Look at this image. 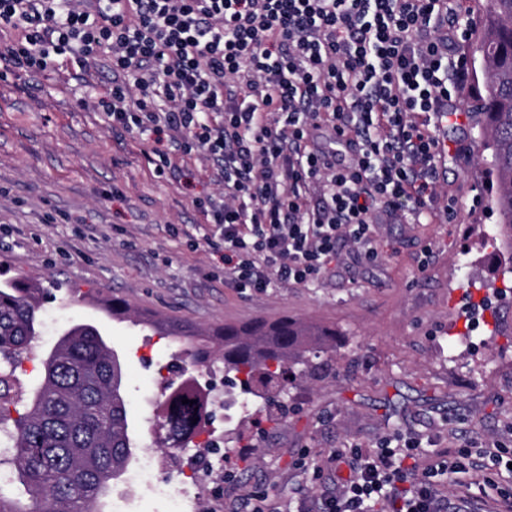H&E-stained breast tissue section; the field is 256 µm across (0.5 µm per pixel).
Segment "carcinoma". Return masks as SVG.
Wrapping results in <instances>:
<instances>
[{"label": "carcinoma", "instance_id": "carcinoma-1", "mask_svg": "<svg viewBox=\"0 0 512 512\" xmlns=\"http://www.w3.org/2000/svg\"><path fill=\"white\" fill-rule=\"evenodd\" d=\"M474 52L481 57L486 95L475 121L490 150L485 172L497 190L491 208L499 224L490 238L512 239V0H486L483 35ZM63 283L13 278L0 282V512H103L112 483L134 456L130 413L123 395L122 369L114 349L94 325L65 329L41 362L40 384L24 400L15 394V371L39 335L38 314L50 289ZM112 316L137 324L144 314L112 298ZM169 336L189 339L182 363L224 362L234 389L251 392L259 382L288 393L304 367L315 372L319 358L336 353V329L286 318L272 322L226 323L207 331L169 317L151 322ZM195 401L184 404L182 399ZM208 405L197 386L181 383L165 397L150 421L151 447L173 453L190 443Z\"/></svg>", "mask_w": 512, "mask_h": 512}]
</instances>
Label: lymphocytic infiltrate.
Returning <instances> with one entry per match:
<instances>
[{
	"mask_svg": "<svg viewBox=\"0 0 512 512\" xmlns=\"http://www.w3.org/2000/svg\"><path fill=\"white\" fill-rule=\"evenodd\" d=\"M0 70L67 69L111 128L203 152L224 191L195 198L224 281L306 285L350 242L375 256L381 217L448 213L438 190L442 106L470 83L471 29L449 0H0ZM349 152L336 159L337 147ZM475 512L416 477L389 442L356 453L320 512Z\"/></svg>",
	"mask_w": 512,
	"mask_h": 512,
	"instance_id": "obj_1",
	"label": "lymphocytic infiltrate"
}]
</instances>
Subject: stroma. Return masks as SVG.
<instances>
[{
    "label": "stroma",
    "mask_w": 512,
    "mask_h": 512,
    "mask_svg": "<svg viewBox=\"0 0 512 512\" xmlns=\"http://www.w3.org/2000/svg\"><path fill=\"white\" fill-rule=\"evenodd\" d=\"M83 96L63 72L30 86L0 80V264L12 277L64 284L18 371L24 389L63 330L99 326L123 368L134 471L161 399L157 368L179 363L183 341L113 318V298L205 329L286 317L332 325L341 343L329 374L294 390L287 424L271 421L263 398L240 396L239 408L217 410L211 449L168 459L151 486L115 481L107 512H168L167 492L181 490L195 512H238L254 495L273 512L316 510L348 478L347 459L385 440H417L422 469L441 452L493 444L512 459V296L488 314L484 343L468 345L466 283L494 285L512 261L507 244L484 238L499 217L473 115H449L437 129L452 220L378 225L376 256L346 242L335 272L318 282L258 291L225 285L218 255L200 239L192 200L219 194L211 162L195 154L180 160L177 178L157 175L145 158L152 141L112 131L101 112L77 107ZM438 483L489 506L512 499V471L491 463Z\"/></svg>",
    "instance_id": "1"
}]
</instances>
